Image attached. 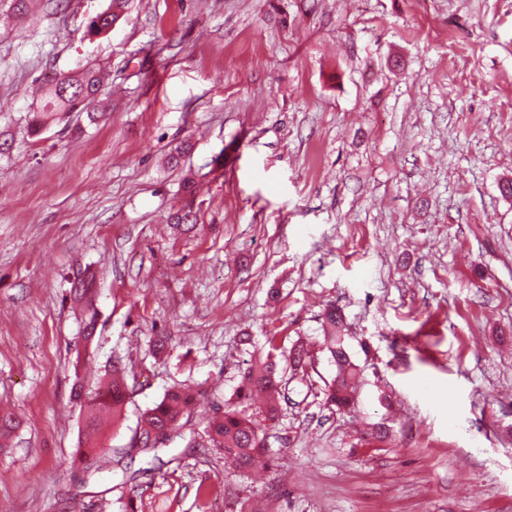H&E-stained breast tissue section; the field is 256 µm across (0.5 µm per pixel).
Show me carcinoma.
<instances>
[{"instance_id":"cac0c4a2","label":"carcinoma","mask_w":512,"mask_h":512,"mask_svg":"<svg viewBox=\"0 0 512 512\" xmlns=\"http://www.w3.org/2000/svg\"><path fill=\"white\" fill-rule=\"evenodd\" d=\"M129 0H111L108 8L92 17L87 33L100 36L109 34L125 17ZM101 85L97 71L84 66L72 73L49 72L41 80L39 109L32 112L29 120L30 133L40 137L54 121L62 120L71 112H85L89 120H96L91 109L100 104ZM344 319L339 309L329 305L323 316V345L336 366V375L324 390L325 403L329 406L346 407L350 404L351 390L357 375L356 365L346 350L343 336ZM286 369L267 357L250 364L242 373L237 390V399L250 401L252 396L260 398L258 412L267 420L278 416L280 397ZM128 396V385L124 372L112 368L99 384L88 389L80 380L72 387V399L85 410V442L92 445L91 451L106 454L110 449L96 443L107 415L117 416ZM194 398V389L181 385L169 390L163 399L143 414V429L140 443L147 447L153 437L177 430L189 404ZM262 429L254 418L242 414L233 404L211 417L204 429L211 447L224 458V466L246 469L254 466L261 456Z\"/></svg>"}]
</instances>
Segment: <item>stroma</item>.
<instances>
[{
	"instance_id": "obj_1",
	"label": "stroma",
	"mask_w": 512,
	"mask_h": 512,
	"mask_svg": "<svg viewBox=\"0 0 512 512\" xmlns=\"http://www.w3.org/2000/svg\"><path fill=\"white\" fill-rule=\"evenodd\" d=\"M109 2L0 0V512H512V0H131L85 37ZM87 64L107 112L31 139L33 87ZM183 206L198 230L168 227ZM330 305L360 374L343 410ZM272 334L306 373L269 469L228 471L189 441ZM115 365L113 452L76 458L73 383ZM185 383L181 428L139 448ZM129 0H111L108 8L92 17L87 26L89 35H107L125 17ZM344 319L339 309L327 306L323 316V345L336 366V375L324 390L325 403L329 406L346 407L350 404L351 390L357 375L356 365L346 350L343 336ZM194 389L187 385H181L169 390L163 399L154 407L143 414V429L139 437L143 447H148L153 437L164 433L165 436L177 430L180 421L185 414L189 404L194 398ZM166 438L163 434L157 436L156 444H163Z\"/></svg>"
}]
</instances>
